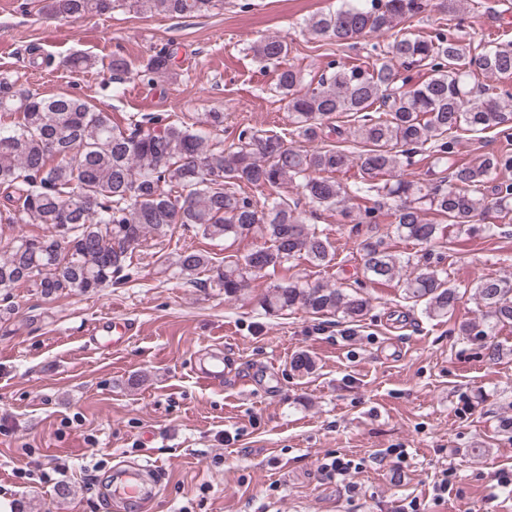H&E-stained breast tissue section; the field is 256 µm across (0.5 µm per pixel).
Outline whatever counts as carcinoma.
<instances>
[{"mask_svg":"<svg viewBox=\"0 0 512 512\" xmlns=\"http://www.w3.org/2000/svg\"><path fill=\"white\" fill-rule=\"evenodd\" d=\"M126 2L139 12L187 18L211 12L220 0H49V9L62 19L79 18ZM427 7L428 0H343L336 11L310 17L305 27L315 38L352 45L392 31ZM250 51L280 65L288 44L269 36ZM176 58L174 44L155 52L141 77L175 74ZM330 69V75L306 84L291 66L278 75L292 134L313 144L308 149L259 130L242 131L226 147L181 122L131 119L122 127L81 98H43L1 76L0 113L16 121L0 126V196L6 201L0 224H41L47 233L19 237L0 257V292L8 298L25 286L55 299L116 285L147 236L170 237L182 226L208 239L263 240L244 255L225 256L222 265L196 250H182L173 260L158 257L163 270L194 286L220 288L226 298H238L249 281L299 260L328 268L335 264L336 248L328 234L303 222L298 202L286 195L290 187L313 206L336 212L344 224L364 223L385 207L394 236L426 249L447 244L444 227L427 220L428 212L461 232L475 230L491 210L512 220V183L497 182L501 172L512 170V149L468 162L456 160L452 150L460 129L512 130V94L498 93L495 86L512 76V43L489 42L475 53L458 27L428 37L396 35L372 65L333 61ZM413 70L426 79L414 80ZM476 72L490 81L489 93L472 95L469 79ZM338 114L351 117L353 125L333 124ZM331 134L336 143H325ZM349 140L363 149L343 148ZM419 153L433 157L434 164L428 178L411 180L401 171ZM352 168L358 173L353 185L336 180ZM352 199L371 200L373 206L358 215L348 205ZM361 251L364 275L377 282L398 280L405 298L422 305L428 318H445L458 307L461 297L447 270L393 251L384 235L362 240ZM474 296L481 316L462 322L461 335L486 338L512 326L511 275L479 278ZM262 305L350 323L370 311V301L357 291L328 283L279 284Z\"/></svg>","mask_w":512,"mask_h":512,"instance_id":"1","label":"carcinoma"}]
</instances>
